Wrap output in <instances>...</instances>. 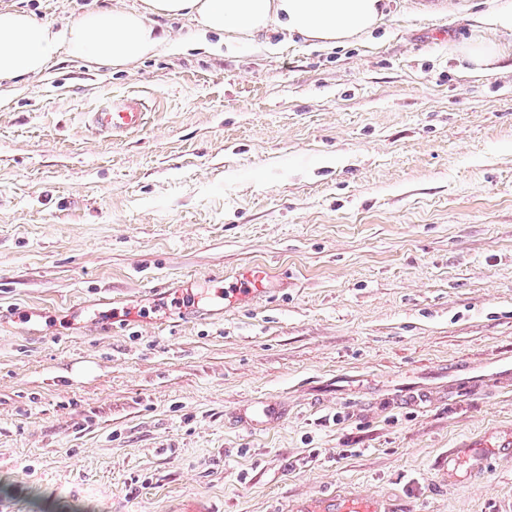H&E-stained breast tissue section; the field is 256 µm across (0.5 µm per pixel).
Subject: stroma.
I'll list each match as a JSON object with an SVG mask.
<instances>
[{
    "label": "stroma",
    "instance_id": "stroma-1",
    "mask_svg": "<svg viewBox=\"0 0 512 512\" xmlns=\"http://www.w3.org/2000/svg\"><path fill=\"white\" fill-rule=\"evenodd\" d=\"M386 5L339 46L159 17L174 51L0 84V512H512V0ZM127 92L141 131L86 127ZM296 512H381L374 500L331 495L307 499L295 508Z\"/></svg>",
    "mask_w": 512,
    "mask_h": 512
}]
</instances>
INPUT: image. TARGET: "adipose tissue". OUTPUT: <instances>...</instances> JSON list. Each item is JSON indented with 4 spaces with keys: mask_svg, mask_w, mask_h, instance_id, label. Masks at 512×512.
<instances>
[{
    "mask_svg": "<svg viewBox=\"0 0 512 512\" xmlns=\"http://www.w3.org/2000/svg\"><path fill=\"white\" fill-rule=\"evenodd\" d=\"M383 0H145L140 11L80 14L60 27L0 9V82L36 75L60 54L122 68L157 53L170 40L153 17L187 16L202 33H252L282 25L323 43H340L380 22Z\"/></svg>",
    "mask_w": 512,
    "mask_h": 512,
    "instance_id": "adipose-tissue-1",
    "label": "adipose tissue"
}]
</instances>
